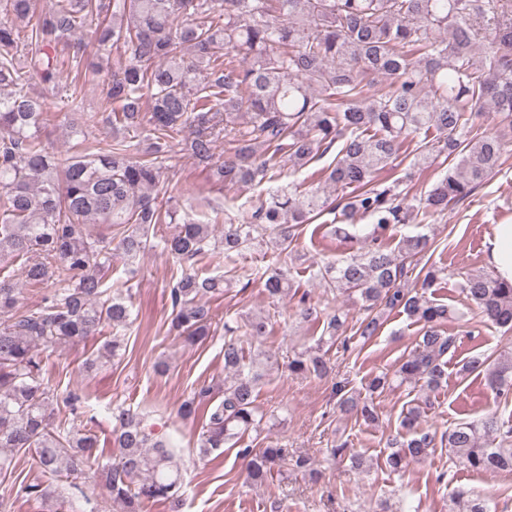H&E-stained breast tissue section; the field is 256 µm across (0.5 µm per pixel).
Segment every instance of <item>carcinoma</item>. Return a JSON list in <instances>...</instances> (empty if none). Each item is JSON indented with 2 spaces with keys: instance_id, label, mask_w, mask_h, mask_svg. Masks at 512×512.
Listing matches in <instances>:
<instances>
[{
  "instance_id": "cac0c4a2",
  "label": "carcinoma",
  "mask_w": 512,
  "mask_h": 512,
  "mask_svg": "<svg viewBox=\"0 0 512 512\" xmlns=\"http://www.w3.org/2000/svg\"><path fill=\"white\" fill-rule=\"evenodd\" d=\"M96 19L98 44L124 56L113 64L98 103L112 141L104 147L86 141L78 154H56L41 135L48 110L35 88H55L58 48H71L70 37ZM83 87L77 65L68 93L75 134L92 121L81 111ZM486 112L496 120L492 132L482 129ZM242 113L247 121L241 125ZM511 133L512 0H60L40 15L34 0H9L0 18V265L20 263L24 285L50 292L39 306L22 310V289L0 279V479L11 477L23 453L42 479L20 484L18 492L45 512H71L76 500L96 512L85 486L92 471L99 475V496L122 502L124 512H142L150 502L183 512V463L172 439L155 434L138 411L119 408L112 413L119 459L105 463L92 429L57 421L61 413H76L81 396H54L45 377L48 351L85 342L106 325L115 330L112 339L84 366L97 370L121 356L131 304L108 294L104 273L116 252L135 261L158 224L175 225L158 246L187 264L170 289V329L198 343L211 332L210 300L231 279L199 273L195 258L217 249L229 258L268 240L288 255L298 228L327 210L343 222L370 216L366 228H337L359 247L317 276L323 287L371 311L355 330L363 344L378 334L379 315L372 311L380 306L422 324V336L394 377L374 376L370 393L395 378L439 387L459 348L457 337L442 331L448 306L427 296L445 270L431 265L420 288L409 287L405 260L426 251L428 238L407 236L394 252L388 232L420 207L442 213L470 196L502 166ZM409 136L416 138L421 165L443 154L459 156L416 205L402 181H376ZM226 138L232 151L212 169L214 181L226 188L270 183L277 160L303 169L336 148L323 170L336 203L292 182L270 189L254 211L225 218L218 238L211 223L163 209L154 190L175 146L183 143L195 160L209 163L216 142ZM97 224L114 235L94 232ZM264 288L276 297L292 284L279 270ZM459 288L486 321L512 331V283L477 272L463 277ZM296 314L316 322L320 304L303 296ZM270 324L262 313L243 323L224 321L223 400L214 403L212 389L203 386L177 410L183 420L204 418L200 455L269 423L257 404L261 361L248 354L238 333L259 340ZM344 324L341 314L331 315L317 343L296 352L288 369L328 377L329 347L339 340L349 349ZM481 372L499 397H512V355L493 363L474 356L460 369L463 375ZM335 390L343 413L368 423L378 419L373 403L341 385ZM421 416L419 406L403 413L402 432L385 461L391 473L435 447L434 436L420 428ZM441 441L455 465L512 472V418L491 413L460 422ZM329 453L349 459L353 468L364 466L346 441ZM239 455L251 482L264 481L288 461L286 448L247 446ZM451 503L459 512H492L488 500L463 487L453 490Z\"/></svg>"
}]
</instances>
